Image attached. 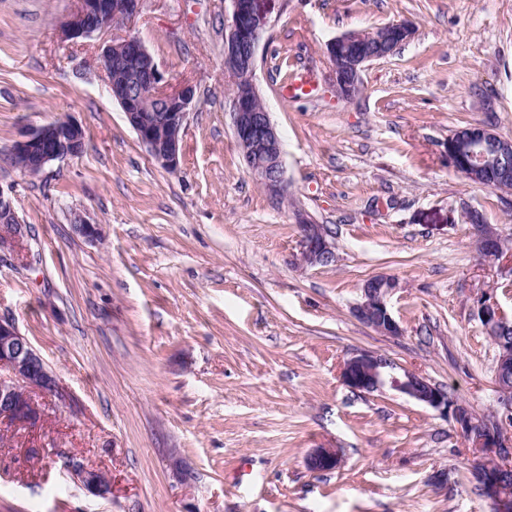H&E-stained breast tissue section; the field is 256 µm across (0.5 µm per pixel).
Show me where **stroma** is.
<instances>
[{
  "mask_svg": "<svg viewBox=\"0 0 512 512\" xmlns=\"http://www.w3.org/2000/svg\"><path fill=\"white\" fill-rule=\"evenodd\" d=\"M267 6L253 79L284 143L281 202L233 134L226 0H142L105 33L137 36L170 83L197 89L174 172L107 93L98 39L63 37L77 0H0V188L27 226L0 246V317L64 391L38 396L35 426L0 424V512H490L450 416L388 387L354 392L340 367L375 352L501 417L497 348L472 307L486 291L512 314V262L477 254L464 210L512 248V193L457 173L448 138L481 122L512 139V0ZM395 21L415 36L338 98L326 43ZM304 65L316 95L283 98ZM60 119L84 129V151L23 173L15 143ZM301 216L335 263H300ZM79 217L97 240L73 232ZM376 276L397 284L400 335L353 313ZM316 448L341 466L310 470ZM73 458L111 492L88 493Z\"/></svg>",
  "mask_w": 512,
  "mask_h": 512,
  "instance_id": "obj_1",
  "label": "stroma"
}]
</instances>
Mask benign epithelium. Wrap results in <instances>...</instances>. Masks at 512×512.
Here are the masks:
<instances>
[{"instance_id":"benign-epithelium-1","label":"benign epithelium","mask_w":512,"mask_h":512,"mask_svg":"<svg viewBox=\"0 0 512 512\" xmlns=\"http://www.w3.org/2000/svg\"><path fill=\"white\" fill-rule=\"evenodd\" d=\"M140 2L79 0L78 8L63 24L62 35L67 39L94 38L110 29L112 18L129 20L136 16ZM269 23V11L263 7V0H229V13L224 23V75L236 83L230 115L242 158L257 183L268 195L279 199L288 192L281 137L270 113L253 107L254 99L259 96L256 84H237L240 71L255 70L259 42ZM414 33L411 23L401 21L391 23L388 32L373 46L360 44L363 37L350 32L330 40L326 44L327 54L333 60H341V65L333 69L336 96L352 97L361 83L365 64L393 54ZM99 61L110 95L122 107L147 153L163 168L177 170L182 140L170 129L185 128L196 101L195 86L185 81L169 85L153 55L136 36L128 35L120 42L113 39L100 43ZM114 66L125 69L131 76V81L121 88L112 85ZM84 148L83 128L65 120L30 130L15 144L14 156L24 172L32 169L42 172L50 163L79 155ZM448 162L468 180L504 189L512 182V140L481 123L469 124L448 137ZM301 222V259L308 265L334 263V247L324 230L304 218ZM0 224L10 228V235L18 239L27 233L11 196L1 187ZM475 243L480 252H496L502 256L506 251L504 241L489 225L475 231ZM393 288V279L373 277L363 284L362 301L355 307L360 321L388 336L399 334V325L388 304ZM473 314L491 333H501L512 326V319L487 294L476 299ZM499 359L501 368L496 370L498 404L505 412V420L511 422L512 388L502 381L501 374L512 359V346L503 344ZM0 368L7 369L13 378L11 382L0 380V417L11 424H33L40 419L33 392L62 395L57 377L28 339L20 334L12 320L1 317ZM391 369L390 360L364 351L344 361L341 377L355 392H374L388 384L428 407L452 412L469 444L474 457L472 472L490 503L491 512H512V494L505 488L508 478L512 477V440L502 429L476 420L465 406L450 399L448 391L442 387L409 371L398 378L390 373ZM340 464L341 456L334 448H316L308 457V467L316 472L331 470ZM72 469L89 492L98 495L108 492L109 483L98 470L83 464H75Z\"/></svg>"}]
</instances>
